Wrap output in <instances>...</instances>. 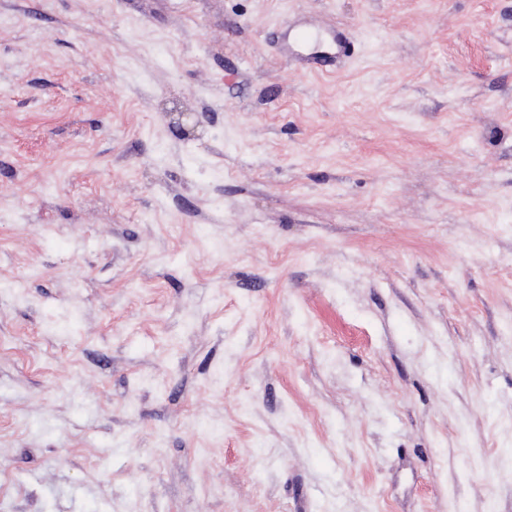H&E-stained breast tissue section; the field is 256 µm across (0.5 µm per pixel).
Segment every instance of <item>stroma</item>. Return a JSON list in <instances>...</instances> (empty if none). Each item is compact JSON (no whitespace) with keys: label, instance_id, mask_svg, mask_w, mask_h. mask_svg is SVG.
I'll use <instances>...</instances> for the list:
<instances>
[{"label":"stroma","instance_id":"stroma-1","mask_svg":"<svg viewBox=\"0 0 512 512\" xmlns=\"http://www.w3.org/2000/svg\"><path fill=\"white\" fill-rule=\"evenodd\" d=\"M0 512H512V0H0Z\"/></svg>","mask_w":512,"mask_h":512}]
</instances>
